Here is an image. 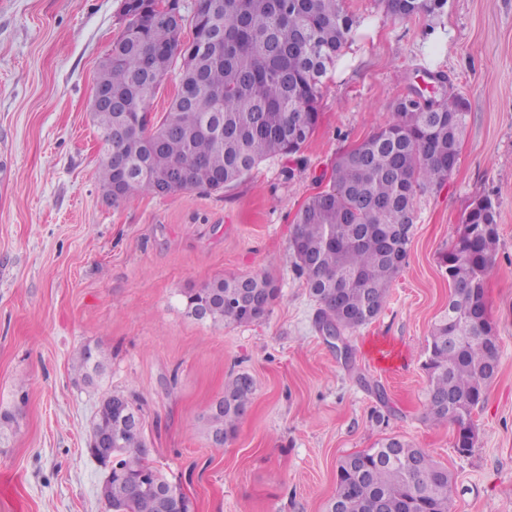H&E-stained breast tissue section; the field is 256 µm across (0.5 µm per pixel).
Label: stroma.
<instances>
[{
  "instance_id": "35a3bbf8",
  "label": "stroma",
  "mask_w": 512,
  "mask_h": 512,
  "mask_svg": "<svg viewBox=\"0 0 512 512\" xmlns=\"http://www.w3.org/2000/svg\"><path fill=\"white\" fill-rule=\"evenodd\" d=\"M346 3L357 34L299 153L219 192L115 203L97 179L90 105L124 27L121 0H0V414L17 417L0 439V512H104L105 473L87 450L97 396L71 370L95 343L110 355L102 389L138 397L148 459L193 512H328L339 460L391 437L448 468L451 512H512V0H448L433 33L426 18H393L378 0ZM439 71L469 102L459 163L418 197L387 304L346 333L351 355L341 357L294 270L295 214L338 153ZM478 195L497 212L485 302L500 348L462 455L455 425L426 417L422 364L448 304L441 257ZM262 274L279 293L254 323L215 325L185 309L184 292ZM237 373L254 394L216 448L207 408Z\"/></svg>"
}]
</instances>
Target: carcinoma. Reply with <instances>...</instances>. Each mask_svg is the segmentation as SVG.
<instances>
[{
  "label": "carcinoma",
  "instance_id": "cac0c4a2",
  "mask_svg": "<svg viewBox=\"0 0 512 512\" xmlns=\"http://www.w3.org/2000/svg\"><path fill=\"white\" fill-rule=\"evenodd\" d=\"M346 0H201L190 14L162 13L155 0H128L125 31L95 84L112 89L114 111L93 118L102 133L101 189L112 201L139 194L219 192L264 159L293 155L316 130L328 71L357 30ZM400 19L424 17L435 32L447 0H381ZM190 36H184L185 28ZM175 76L181 91L156 117L158 90ZM460 93L399 99L378 131L340 153L325 189L295 216V271L318 305V330L341 336L371 322L407 258L415 199L440 188L456 168L468 127ZM463 232L442 258L452 288L428 340L426 417L457 427L455 447L474 445L473 411L497 371L499 341L489 320L485 280L495 264L496 211L486 196L469 204ZM278 295L268 276L215 279L184 293L192 316L213 324L264 317ZM109 356L84 346L72 369L97 387ZM254 392L240 373L224 386L211 435L229 438ZM111 426L112 479L100 493L111 512H162L168 481L117 418L98 410L93 429ZM452 478L423 449L397 438L340 460L331 506L340 512H449Z\"/></svg>",
  "mask_w": 512,
  "mask_h": 512
}]
</instances>
